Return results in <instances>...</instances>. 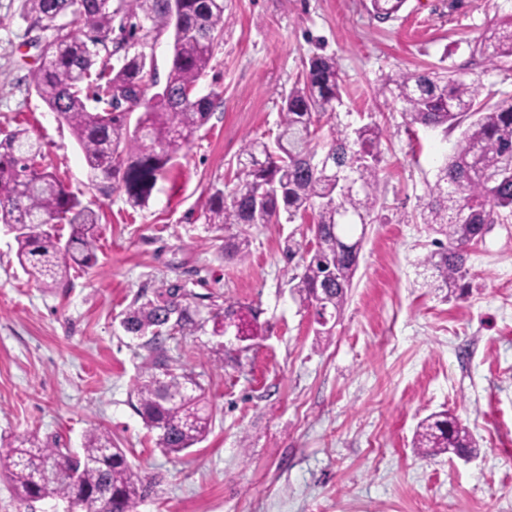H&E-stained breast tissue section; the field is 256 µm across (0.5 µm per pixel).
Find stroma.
I'll use <instances>...</instances> for the list:
<instances>
[{"mask_svg":"<svg viewBox=\"0 0 512 512\" xmlns=\"http://www.w3.org/2000/svg\"><path fill=\"white\" fill-rule=\"evenodd\" d=\"M23 3L0 0V131L28 127L99 213L101 235L96 266L45 289L0 226V449L34 432L76 451L88 429H107L157 482L138 512H512V221L473 247L467 288L433 285L420 261L434 235L418 214L436 157L462 131L408 127L380 90L391 73L463 68L512 95V63L492 70L473 52L512 16V0H406L387 21L369 0H225L228 22L198 83L217 105L143 208L90 186L70 129L36 94L47 34L28 31ZM316 54L340 65L338 122L375 121L383 133L381 198L326 346L283 272L285 238L311 241L308 225L251 227L239 260L203 215L244 142L275 141L282 96ZM164 279L208 305L256 308L265 327L241 353L208 326L163 342L167 365L201 383L211 413L206 440L178 454L156 447L136 411L153 355L120 325ZM442 411L471 430L470 460L418 455V422Z\"/></svg>","mask_w":512,"mask_h":512,"instance_id":"stroma-1","label":"stroma"}]
</instances>
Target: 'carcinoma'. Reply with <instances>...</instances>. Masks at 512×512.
Listing matches in <instances>:
<instances>
[{"instance_id": "carcinoma-1", "label": "carcinoma", "mask_w": 512, "mask_h": 512, "mask_svg": "<svg viewBox=\"0 0 512 512\" xmlns=\"http://www.w3.org/2000/svg\"><path fill=\"white\" fill-rule=\"evenodd\" d=\"M405 0H370L380 20L393 18ZM173 23L169 0H24L29 28L51 31L44 43V63L32 73L38 96L71 130L83 151L90 185L100 191L118 184L135 206L148 204L174 158L207 123L217 94L186 97L195 91L223 36L224 0H177ZM72 15L63 28L59 19ZM119 28H114L115 19ZM119 35H114V32ZM170 31L172 57L166 81L147 78L148 36ZM115 44L124 51L112 78H92L100 50ZM477 51L489 65L512 59V20L493 30ZM480 78L458 71L399 72L382 80V90L402 103L410 126L448 131L468 122L452 153L437 168L420 211L421 223L445 237L420 266L440 288H455L469 268L471 247L491 224L512 219V96L479 100ZM342 78L336 57L315 55L284 100L275 147L258 139L241 149L238 184L224 197L215 190L206 202L207 223L236 225L239 234L224 241V252L244 260L249 255L247 229L277 224L281 216L312 221V246L288 237L285 258L301 255L302 272L293 288L302 303L328 301L333 321L317 330L330 337L348 301L359 267L366 225L380 200L382 133L375 123L352 131L336 124L326 151L312 148L318 125L337 117ZM98 107L91 109L87 101ZM144 101L135 126L130 115ZM0 223L14 234L23 271L44 288H54L76 269L97 264L99 216L65 186L46 160L41 143L17 128L0 140ZM68 226V234L58 225ZM199 295L178 281H163L153 297L134 301L121 320L126 333L155 352L164 337L192 334L204 327ZM213 332L224 327L258 335V311L226 302L209 311ZM154 360L141 372L134 393L136 410L156 432V445L177 454L202 442L210 428L203 389L189 374L165 371ZM414 447L425 457L452 453L469 458L473 437L446 412L419 424ZM0 474L22 501L57 497L68 512H137L151 483L134 471L112 435L92 428L82 452L72 454L31 433L0 452Z\"/></svg>"}]
</instances>
